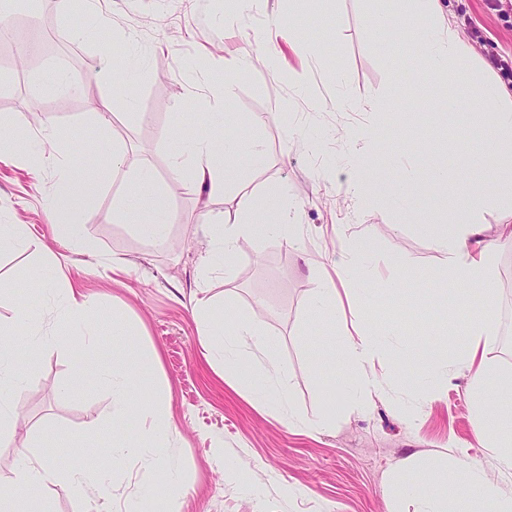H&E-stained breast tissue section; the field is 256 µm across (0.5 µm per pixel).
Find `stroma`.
<instances>
[{"label":"stroma","instance_id":"35a3bbf8","mask_svg":"<svg viewBox=\"0 0 512 512\" xmlns=\"http://www.w3.org/2000/svg\"><path fill=\"white\" fill-rule=\"evenodd\" d=\"M453 15L470 54L477 59L512 57V11L490 0H441ZM32 15L33 28L72 33L63 66L83 84L76 96L49 88L44 75L56 68L49 52L17 71L11 52H0V115L13 117L19 132L50 125L74 164L89 158L97 137L93 104L112 98V135L123 146L122 168L82 211L97 241V257L77 254L49 219L56 175L0 161V211L23 224L31 241L24 250L0 251V319L16 304L42 320L52 344L35 359L19 357L23 379L14 391L13 432L0 438V480L12 477L21 450L50 458L66 469L104 476L105 485L79 492L63 486L32 494L28 512H390L384 484L390 466L412 457L404 472L416 483L435 473L448 449L481 462L487 451L474 434V391L466 374L448 381L422 379V392L404 385L417 374L402 361L419 328L432 342L459 341L464 322L446 296L418 288L416 273L446 275V256L421 229L420 213H447L454 183L477 172L448 159V182L431 177L429 154L414 136L418 127L447 132L459 149L475 148L472 116L454 95L417 79L409 46L390 49L388 37L371 32L370 15L397 16L400 0H310L294 14L292 0H262L250 11L235 0H100L58 10L46 0ZM293 14L286 30L276 19ZM310 45L306 57L291 47L295 37ZM275 60L266 67L261 48ZM138 66L126 72L127 57ZM253 59L231 97L220 91L221 72L211 57ZM390 103L384 121L370 110L373 97ZM210 112H230L240 130L264 145L263 165L248 174L250 189L276 190L295 202L300 243L268 238L243 251L229 271L199 282L197 270L208 240L204 223L235 206L234 196L205 201L187 182L169 189V235L141 240L130 225L115 221L112 198L127 178L148 166L166 178L174 153L191 142ZM378 122V142L353 143L349 130ZM394 185L409 182L405 220L391 202L354 199L350 181L362 168ZM372 238L362 260L374 278L400 280L397 293L376 292L370 319L400 325V336L383 342L372 362L385 380L364 411L353 406L350 387L327 361L331 320L308 318L312 276L334 266L348 237ZM122 258L120 269L99 276L97 262ZM56 280V293L31 288L32 268ZM495 333L486 348L490 369L512 378V241L497 248ZM76 288L94 298L89 318L94 340L76 335L62 291ZM215 301L205 318L199 300ZM258 317L288 384L289 409L255 402L245 388L225 380L224 366L208 353L212 330L225 320ZM153 353L157 364L140 386L143 403L161 408L171 431L157 450L140 447L141 426L124 430L126 449L106 452L111 432H89L88 422L110 416V396L97 371L122 366L130 349ZM302 417L288 422L289 411ZM332 426H314L322 414ZM162 467H155L151 456ZM180 476L164 480L163 469Z\"/></svg>","mask_w":512,"mask_h":512}]
</instances>
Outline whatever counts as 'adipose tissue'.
Here are the masks:
<instances>
[{"label":"adipose tissue","instance_id":"adipose-tissue-1","mask_svg":"<svg viewBox=\"0 0 512 512\" xmlns=\"http://www.w3.org/2000/svg\"><path fill=\"white\" fill-rule=\"evenodd\" d=\"M391 31L413 32L422 80L435 86L452 87L456 98L468 105L473 130L483 141L481 151L465 153L459 152L455 141H448V150L456 154L460 167L480 170L484 177L468 183L454 207L436 217L434 225L428 228L432 244L447 256L452 297L457 309L467 318L465 352L449 358L446 352L421 337L417 340L419 349L414 359L423 372L434 377L468 373L477 393L475 436L489 449L490 455L486 464L478 465L467 457L448 453L444 469L421 485L404 481L407 464L399 462L388 474L385 492L395 506L406 499L414 500L415 512H450V503L455 499L474 501L482 512H512V488H504L501 483L503 477H512V413L502 414L497 410L500 399L512 394V388L498 383L484 362V350L496 315V281L493 243L486 240V227L480 221L481 210L492 200L512 206V178H505L501 167L502 162L512 163V86L492 78L490 63L470 57L453 18L443 13L438 0H407L405 13L396 17ZM93 117L98 130L94 158L78 169L60 150L58 134L52 129H42L37 150L20 154L14 122L0 117V159L21 158L34 171L48 168L57 171L50 209L60 222L58 232L89 257L96 256L97 251L94 239L81 222L83 199L102 189L103 167L116 171L124 162L123 150L111 136V98L97 100ZM223 127V113H211L208 129L173 156L169 172L171 182L191 180L205 187L212 199L225 197L232 188L237 191L234 212L225 215L223 222L205 227L209 249L199 269V277L204 281L212 272L230 267L245 242L270 237L283 238L292 244L299 240V227L293 222L290 205L279 195H260L241 185L247 168L262 161V144L238 133L225 134ZM120 199L118 214L139 238L153 243L166 240L168 198L152 174L127 180ZM371 250L369 239L356 238L349 241L346 251L336 261L335 275L362 281L363 286L356 289L355 295L363 306L370 305L372 300V277L359 259ZM382 333L381 327L365 317L355 329H340L335 337L336 350L330 363L348 378L361 408L365 407L368 394L384 386L370 367ZM16 339L22 340L25 349L32 353L47 344L40 325L22 308L17 309L11 322H0V387L4 389L20 381L11 353L2 348L3 343ZM245 341L250 342L254 353L264 358L263 372L241 369L238 346ZM211 354L223 359L225 378L235 380L264 403L285 407L286 387L277 379L279 367L272 345L258 322L250 318L235 319L225 326L224 336ZM130 363L132 372L116 371L106 380L112 397V424L117 427L128 418H137L147 424L142 441H159L169 432L165 415L159 408L145 406L136 394L140 375L153 369L156 360L154 356L136 352ZM96 481V476L88 473L64 474L49 459L35 464L23 461L10 480L0 483V512H20L19 505L26 496L50 484L79 491Z\"/></svg>","mask_w":512,"mask_h":512}]
</instances>
